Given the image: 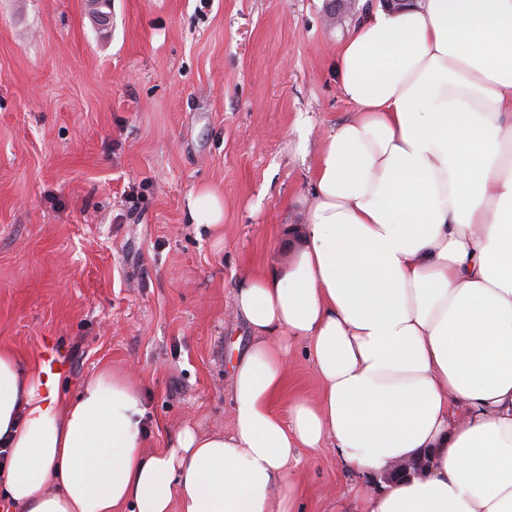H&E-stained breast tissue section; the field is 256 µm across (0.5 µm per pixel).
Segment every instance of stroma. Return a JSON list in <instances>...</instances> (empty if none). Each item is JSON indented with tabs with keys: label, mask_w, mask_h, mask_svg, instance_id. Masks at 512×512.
I'll return each instance as SVG.
<instances>
[{
	"label": "stroma",
	"mask_w": 512,
	"mask_h": 512,
	"mask_svg": "<svg viewBox=\"0 0 512 512\" xmlns=\"http://www.w3.org/2000/svg\"><path fill=\"white\" fill-rule=\"evenodd\" d=\"M328 0H0V348L63 346L64 396L104 368L143 385L147 445L229 429L251 341L234 288L300 221L324 132L353 116ZM224 197V245L188 222ZM136 191L129 205L128 191ZM301 512H357L306 449Z\"/></svg>",
	"instance_id": "stroma-1"
}]
</instances>
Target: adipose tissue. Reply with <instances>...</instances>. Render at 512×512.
<instances>
[{"instance_id": "obj_1", "label": "adipose tissue", "mask_w": 512, "mask_h": 512, "mask_svg": "<svg viewBox=\"0 0 512 512\" xmlns=\"http://www.w3.org/2000/svg\"><path fill=\"white\" fill-rule=\"evenodd\" d=\"M336 71L357 115L322 137L313 192L269 268L243 275L251 342L232 424L145 448L139 384L59 375L0 349L8 512H298L301 451L367 478L424 465L360 512H512V0L370 12ZM214 236L224 200L188 197ZM303 346L318 398L282 394Z\"/></svg>"}]
</instances>
